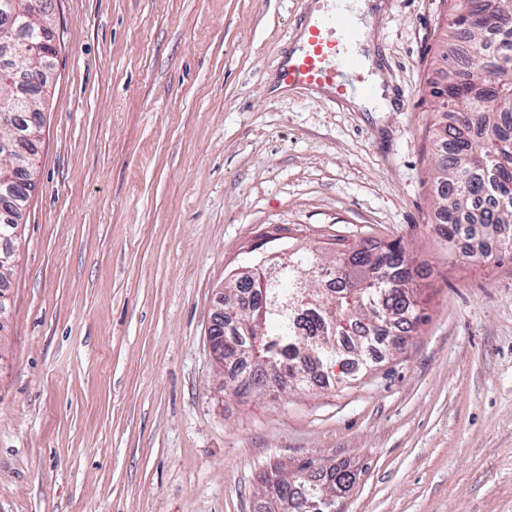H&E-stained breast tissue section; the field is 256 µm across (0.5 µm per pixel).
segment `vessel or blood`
Returning <instances> with one entry per match:
<instances>
[{"label": "vessel or blood", "instance_id": "1", "mask_svg": "<svg viewBox=\"0 0 512 512\" xmlns=\"http://www.w3.org/2000/svg\"><path fill=\"white\" fill-rule=\"evenodd\" d=\"M363 37L340 0H326L320 15L307 23L298 53L283 63L281 81L290 87L326 89L338 103L354 93L373 96L375 89L353 52Z\"/></svg>", "mask_w": 512, "mask_h": 512}]
</instances>
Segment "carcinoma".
Instances as JSON below:
<instances>
[{
  "label": "carcinoma",
  "mask_w": 512,
  "mask_h": 512,
  "mask_svg": "<svg viewBox=\"0 0 512 512\" xmlns=\"http://www.w3.org/2000/svg\"><path fill=\"white\" fill-rule=\"evenodd\" d=\"M29 0H0V17L36 43L41 29ZM468 14L451 8L447 44L440 58L442 82L430 87L447 95L454 122L433 109L435 215L448 244L481 231L499 238V252L512 254V0H468ZM23 78L31 96L42 92L29 71L0 67V83ZM29 195L18 184H0V211L21 218ZM340 247L330 260L297 248L267 277L262 256L252 272L224 286V368L235 395L286 392L317 371L337 380L366 368L373 342L388 339L401 350L422 320L412 288L413 256L394 242L383 247ZM354 473L332 465L323 477L312 463L293 472L274 468L265 477L263 512H337L354 484Z\"/></svg>",
  "instance_id": "carcinoma-1"
}]
</instances>
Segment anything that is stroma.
<instances>
[{"instance_id": "1", "label": "stroma", "mask_w": 512, "mask_h": 512, "mask_svg": "<svg viewBox=\"0 0 512 512\" xmlns=\"http://www.w3.org/2000/svg\"><path fill=\"white\" fill-rule=\"evenodd\" d=\"M383 95L274 81L305 0H57L38 186L0 333V512H261L262 476L344 465L340 512H512V258L438 230L428 180L449 0H384ZM417 255L420 321L344 389L236 396L224 279L274 226Z\"/></svg>"}]
</instances>
